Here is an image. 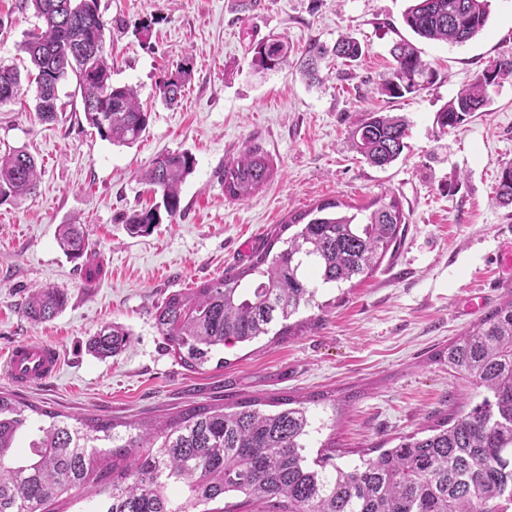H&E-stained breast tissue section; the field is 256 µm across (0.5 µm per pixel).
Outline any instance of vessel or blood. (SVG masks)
<instances>
[{"label":"vessel or blood","instance_id":"b4317fda","mask_svg":"<svg viewBox=\"0 0 512 512\" xmlns=\"http://www.w3.org/2000/svg\"><path fill=\"white\" fill-rule=\"evenodd\" d=\"M4 365L15 386L25 389L55 377L60 368V355L55 346L30 339L10 349Z\"/></svg>","mask_w":512,"mask_h":512}]
</instances>
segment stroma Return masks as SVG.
<instances>
[{
  "instance_id": "1",
  "label": "stroma",
  "mask_w": 512,
  "mask_h": 512,
  "mask_svg": "<svg viewBox=\"0 0 512 512\" xmlns=\"http://www.w3.org/2000/svg\"><path fill=\"white\" fill-rule=\"evenodd\" d=\"M256 15L230 0H99L105 20L122 31L106 41L113 82L133 86L151 118L131 146L103 140L83 114L75 79L59 87L58 117L41 123L34 90L0 105V151L27 147L41 166L37 192L0 204V358L18 341L37 338L61 357L59 374L23 399L65 415L114 422L174 416L197 404L319 393L340 403L334 439L341 463L358 460L397 436L475 405L482 396L432 354L486 310L512 297V278L497 258L512 226V203L496 194L512 165V77L490 89V103L441 133L438 111L493 59L512 57V0H489L487 28L461 45L414 38L402 16L408 0H265ZM151 20L148 37L138 28ZM38 25L21 0H0V64L20 63V44ZM350 36L362 57H327L322 82L308 84L299 63L311 45L333 47ZM280 37L291 52L282 69L257 73L254 46ZM414 40L438 80L402 98L379 88L392 44ZM191 76L177 105L161 103L157 82L177 64ZM405 117L407 146L385 168L356 153L351 132L368 113ZM258 145L273 180L244 201L224 195L216 177ZM189 151L193 173L181 188V212L144 236L125 220L157 196L142 175L159 154ZM394 195L408 217L393 258L353 280L324 309L307 308L298 335L225 347L226 367H181L164 349L154 314L173 292L223 277L246 264L244 241L260 246L290 214L326 199L352 206ZM81 224L89 263L71 262L57 244L60 225ZM96 268L86 281L87 268ZM50 285L66 307L35 324L28 295ZM483 295L484 307L469 300ZM131 339L115 358L91 355L87 340L106 324Z\"/></svg>"
}]
</instances>
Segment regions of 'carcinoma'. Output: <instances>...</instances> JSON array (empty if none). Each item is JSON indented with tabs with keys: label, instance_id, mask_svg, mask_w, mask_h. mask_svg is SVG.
Masks as SVG:
<instances>
[{
	"label": "carcinoma",
	"instance_id": "1",
	"mask_svg": "<svg viewBox=\"0 0 512 512\" xmlns=\"http://www.w3.org/2000/svg\"><path fill=\"white\" fill-rule=\"evenodd\" d=\"M42 22L22 43L33 70L35 112L42 122L57 117L60 83L76 78L84 118L98 135L118 145L137 142L151 113L137 91L112 82L105 50L108 22L98 0H23ZM488 0H411L404 24L419 38L464 44L489 22ZM288 43L277 38L254 47L253 66L273 71L288 64ZM332 53L350 63L362 55L360 42L340 38ZM327 54L311 48L303 75L321 80ZM393 67L381 92L403 98L437 80L408 40L390 49ZM512 76V58L490 62L475 80L437 113L446 132L460 126L489 102L488 87ZM190 72L178 66L158 82L161 101L171 106L182 96ZM22 90L20 72L0 65V104ZM406 123L371 112L353 132L356 151L370 164L397 161L406 143ZM188 151L154 158L142 178L161 195L155 206L126 220L133 235L149 232L163 216L180 211L181 186L192 174ZM274 169L257 148L224 165L217 177L224 195L245 201L273 177ZM40 173L23 148L0 153V203L36 192ZM497 195L512 202V166L501 169ZM344 203L324 200L276 225L248 264L189 292L170 295L155 321L164 345L191 371L204 368L214 352L269 334L293 336L289 319L306 307H320L321 288H340L371 274L396 250L408 224L401 202L382 195L349 214ZM296 228L288 238L283 233ZM279 250H274L277 243ZM57 243L72 261L88 255V238L79 224H63ZM67 297L52 287L34 290L24 315L34 323L53 320ZM130 340L120 324L104 325L88 350L99 358L119 355ZM433 360L464 376L487 393L469 411L398 437V444L352 466L336 462V446L323 442L310 454V440L325 426L303 398L270 399L276 412L258 408V399L232 408L193 406L163 422L118 424L77 418L25 404L0 392V512H43L49 503L80 491L102 498L98 512H512V298L491 309L464 333L438 350ZM32 411L49 418L34 423ZM112 462L102 465V459ZM183 489L174 497L171 488ZM243 500L219 510L212 502Z\"/></svg>",
	"mask_w": 512,
	"mask_h": 512
}]
</instances>
